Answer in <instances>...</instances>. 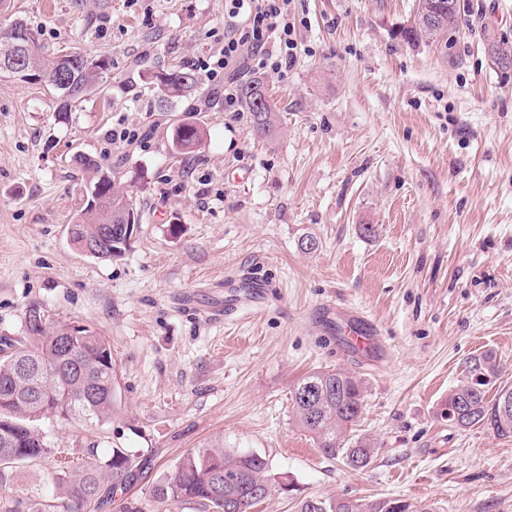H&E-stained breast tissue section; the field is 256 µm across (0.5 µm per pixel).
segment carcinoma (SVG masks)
<instances>
[{
  "label": "carcinoma",
  "instance_id": "obj_1",
  "mask_svg": "<svg viewBox=\"0 0 512 512\" xmlns=\"http://www.w3.org/2000/svg\"><path fill=\"white\" fill-rule=\"evenodd\" d=\"M460 12H447L445 27L429 31L413 24L401 32L409 44L430 43L440 34L459 24ZM11 28L28 35L23 52V70L19 81L43 73L56 63L45 57L46 48L39 31L16 19ZM73 61L61 72L56 83L45 84L61 101L64 112L71 102L95 94L107 81L109 62L99 55L89 58L72 51ZM161 102L169 105L191 93L199 78L190 69L180 68L156 76ZM240 98L253 115V130L266 133L271 124L272 105L266 97L264 82L259 78L239 86ZM205 136L197 124L185 122L177 126L174 149L187 154ZM79 166L91 173L81 194L98 200L91 209L80 203L73 220L87 234L99 224H108L137 212L132 197L115 189L110 173L96 159L79 155ZM25 314L36 323L24 329V340L16 345L8 337L0 338V491L17 479L20 468L50 458L54 473L44 492L6 496L0 494V512H84L85 507L105 502V493H114L133 479L131 454L124 448H113L101 456L95 448L86 449L81 461L63 448H57L39 426L45 418L64 422L82 419L100 423L111 418L116 408L117 372L112 359V346L106 337L88 326L83 335L69 333L70 325L57 324L39 304H31ZM34 361L37 369L27 377L17 374L14 356ZM499 365L490 351L475 355L466 363L464 376L448 393L440 417L459 429L481 427L503 439L512 438V406L502 410V401H512V385H497ZM495 395L488 397L492 387ZM292 408L298 424L314 435L322 453L340 458L353 470L368 467L376 448L371 440L358 436L348 438L363 409L364 388L361 380L340 369H322L301 378L291 390ZM251 475L252 484L265 488L264 497L275 488L288 490L281 477L272 473L268 460L258 453H229L222 448H200L188 453L175 465L174 471L152 487L156 502L182 499L195 506L197 512H225L224 501L236 503V512H249L256 505L251 487L234 481L240 471ZM297 512H436L431 505H414L400 499L345 500L305 498L298 502Z\"/></svg>",
  "mask_w": 512,
  "mask_h": 512
}]
</instances>
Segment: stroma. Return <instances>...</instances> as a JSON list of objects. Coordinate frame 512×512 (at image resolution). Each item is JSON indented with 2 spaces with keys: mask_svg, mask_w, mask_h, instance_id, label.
<instances>
[{
  "mask_svg": "<svg viewBox=\"0 0 512 512\" xmlns=\"http://www.w3.org/2000/svg\"><path fill=\"white\" fill-rule=\"evenodd\" d=\"M225 0H6L49 51L110 59L101 93L57 110L42 86L0 75V336L23 339L41 305L112 344L117 409L100 423L45 419L55 446L124 448L144 467L88 512H193L151 489L188 452H255L289 492L252 512H295L305 497L425 501L439 512H512V438L439 415L465 362L496 354L512 384V78L486 51L512 42V0H464L460 26L406 43L416 0H294L296 58L268 72L266 136L224 109V85L164 107L153 80L198 70L224 45ZM205 137L177 155L175 127ZM129 127L140 137L111 143ZM117 174L140 224L125 256H84L67 239L86 173ZM316 250L302 246L306 237ZM268 285L256 310L213 318L225 281ZM382 336L363 356L342 314ZM340 368L365 384L357 433L378 448L354 471L325 457L295 420L290 392Z\"/></svg>",
  "mask_w": 512,
  "mask_h": 512,
  "instance_id": "stroma-1",
  "label": "stroma"
}]
</instances>
